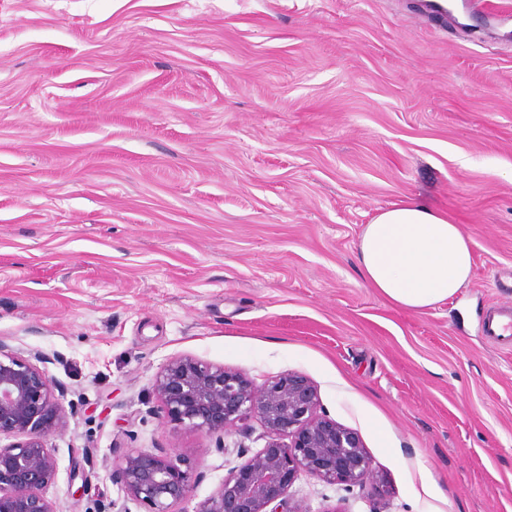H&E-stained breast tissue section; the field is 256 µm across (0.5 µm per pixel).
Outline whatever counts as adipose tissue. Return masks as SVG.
Here are the masks:
<instances>
[{"mask_svg":"<svg viewBox=\"0 0 512 512\" xmlns=\"http://www.w3.org/2000/svg\"><path fill=\"white\" fill-rule=\"evenodd\" d=\"M357 261L368 287L414 312L448 301L473 275L471 241L460 226L411 199L393 203L365 226Z\"/></svg>","mask_w":512,"mask_h":512,"instance_id":"obj_1","label":"adipose tissue"}]
</instances>
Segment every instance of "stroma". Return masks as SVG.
<instances>
[{
    "instance_id": "obj_1",
    "label": "stroma",
    "mask_w": 512,
    "mask_h": 512,
    "mask_svg": "<svg viewBox=\"0 0 512 512\" xmlns=\"http://www.w3.org/2000/svg\"><path fill=\"white\" fill-rule=\"evenodd\" d=\"M512 24L423 0H0V340L74 412L59 512H146L115 462L191 468L194 512L262 448L167 422L172 358L295 371L388 492L301 476L309 512H512ZM410 198L473 243L425 312L368 288L371 218ZM89 494H81L83 480ZM482 332L495 341L512 346V308H495L484 322Z\"/></svg>"
}]
</instances>
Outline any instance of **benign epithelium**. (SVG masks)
Returning <instances> with one entry per match:
<instances>
[{"label": "benign epithelium", "instance_id": "obj_1", "mask_svg": "<svg viewBox=\"0 0 512 512\" xmlns=\"http://www.w3.org/2000/svg\"><path fill=\"white\" fill-rule=\"evenodd\" d=\"M44 363L45 356L0 340V439L12 440L0 445V512H57L47 496L57 463L46 438L67 410ZM154 390L165 418L186 430L219 437L256 418L268 434L194 512H309L290 494L303 474L345 489L370 481L384 492L358 434L318 415L317 388L303 374L281 373L256 388L239 370L176 357L157 374ZM116 471L127 497L149 512H173L191 491L190 469L149 450H130Z\"/></svg>", "mask_w": 512, "mask_h": 512}]
</instances>
